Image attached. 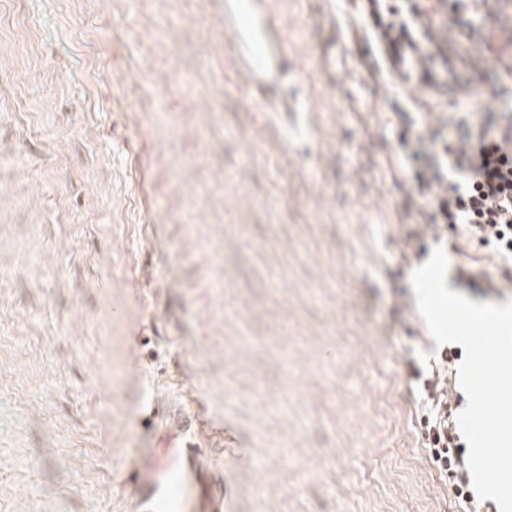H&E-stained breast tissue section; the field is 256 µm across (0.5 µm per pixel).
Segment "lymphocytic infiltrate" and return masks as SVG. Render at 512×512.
<instances>
[{
	"instance_id": "lymphocytic-infiltrate-1",
	"label": "lymphocytic infiltrate",
	"mask_w": 512,
	"mask_h": 512,
	"mask_svg": "<svg viewBox=\"0 0 512 512\" xmlns=\"http://www.w3.org/2000/svg\"><path fill=\"white\" fill-rule=\"evenodd\" d=\"M360 23L363 41L372 59L393 54L397 66L392 79H408L429 93V112L435 125L418 134L413 120H405L397 132L400 147L409 164L411 187L403 206L405 237L412 242V260H422L424 231L441 240L448 229L464 227L470 240L493 247L500 257V278L512 286V212L494 207L493 199L512 191V168H499L494 153L512 151V124L499 126L492 113L483 121H459L458 145L444 143L448 126L442 114L448 107V39L469 40L471 20L489 15L490 0H462L461 10L470 19L448 30L446 0H347ZM458 348L447 358L422 367L406 360V377L419 384L425 404L420 419L422 439L430 461L448 483L460 512H489V501L478 499L467 467L466 445L457 416L466 405L455 395Z\"/></svg>"
}]
</instances>
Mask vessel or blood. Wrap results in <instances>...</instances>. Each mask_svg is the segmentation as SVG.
I'll use <instances>...</instances> for the list:
<instances>
[{"mask_svg": "<svg viewBox=\"0 0 512 512\" xmlns=\"http://www.w3.org/2000/svg\"><path fill=\"white\" fill-rule=\"evenodd\" d=\"M242 39L262 46V60L252 61L253 72L269 70L277 58L274 31L260 0H250L245 19L239 20ZM169 427L182 436L180 446L156 453L143 449L151 464L124 474L122 492L127 512H224V479L214 474L207 455L198 444L200 427L193 416L182 414Z\"/></svg>", "mask_w": 512, "mask_h": 512, "instance_id": "obj_1", "label": "vessel or blood"}]
</instances>
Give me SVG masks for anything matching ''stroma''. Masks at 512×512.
Listing matches in <instances>:
<instances>
[{
	"mask_svg": "<svg viewBox=\"0 0 512 512\" xmlns=\"http://www.w3.org/2000/svg\"><path fill=\"white\" fill-rule=\"evenodd\" d=\"M263 9L255 78L224 0H0V512H122L184 385L224 512H456L401 365L427 329L389 315L414 91L344 0ZM504 28L512 0L454 81L512 122Z\"/></svg>",
	"mask_w": 512,
	"mask_h": 512,
	"instance_id": "obj_1",
	"label": "stroma"
}]
</instances>
